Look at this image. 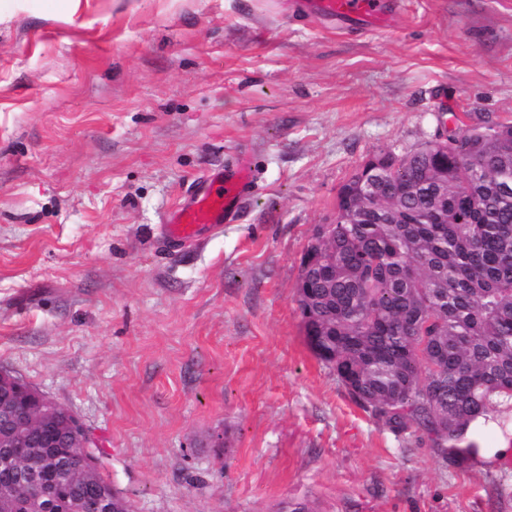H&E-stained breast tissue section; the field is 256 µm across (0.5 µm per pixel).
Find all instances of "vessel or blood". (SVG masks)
Here are the masks:
<instances>
[{
  "label": "vessel or blood",
  "mask_w": 512,
  "mask_h": 512,
  "mask_svg": "<svg viewBox=\"0 0 512 512\" xmlns=\"http://www.w3.org/2000/svg\"><path fill=\"white\" fill-rule=\"evenodd\" d=\"M309 7L330 23L358 19L383 27L392 16L390 0H309ZM252 184L247 162H238L224 175L213 177L187 204L169 214L164 224L166 235L173 241L189 244L196 241L203 229H221L232 221Z\"/></svg>",
  "instance_id": "b4317fda"
}]
</instances>
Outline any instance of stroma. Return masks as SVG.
Here are the masks:
<instances>
[{
    "label": "stroma",
    "instance_id": "1",
    "mask_svg": "<svg viewBox=\"0 0 512 512\" xmlns=\"http://www.w3.org/2000/svg\"><path fill=\"white\" fill-rule=\"evenodd\" d=\"M400 2L0 0V368L135 512H512V467L395 436L303 334L300 258L365 161L512 121V0ZM241 156L239 220L170 243ZM308 6L330 23L358 19L371 26L383 27L392 16L394 4L387 0H310Z\"/></svg>",
    "mask_w": 512,
    "mask_h": 512
}]
</instances>
